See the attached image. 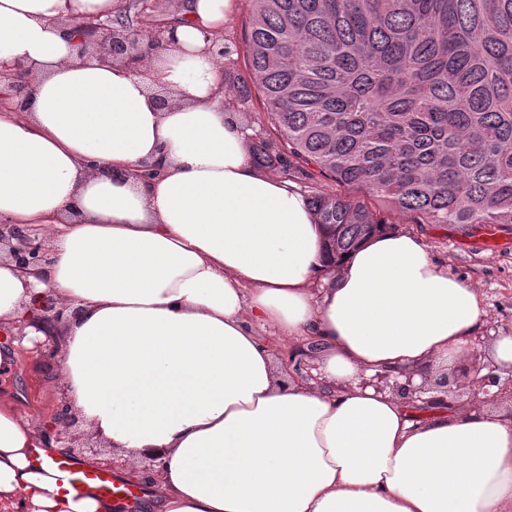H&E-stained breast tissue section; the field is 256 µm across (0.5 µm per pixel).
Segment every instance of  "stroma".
Segmentation results:
<instances>
[{"label":"stroma","instance_id":"stroma-1","mask_svg":"<svg viewBox=\"0 0 512 512\" xmlns=\"http://www.w3.org/2000/svg\"><path fill=\"white\" fill-rule=\"evenodd\" d=\"M252 18L251 0H235L233 13L224 21L221 35L231 53L224 60L230 79L248 76L243 56L245 32ZM383 216L393 230L410 233L423 239L433 257L449 273L476 288L487 310V320L479 329L468 355L460 360L464 373L459 380L471 382L467 369L482 366L500 378L512 377V368L496 365L489 349L501 335H512V227L486 224H420L414 216L395 210H384ZM12 394L20 399L25 415L49 416L55 407V396L41 388L27 355H20L19 366L7 381H0V395Z\"/></svg>","mask_w":512,"mask_h":512}]
</instances>
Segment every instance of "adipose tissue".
Wrapping results in <instances>:
<instances>
[{"label":"adipose tissue","mask_w":512,"mask_h":512,"mask_svg":"<svg viewBox=\"0 0 512 512\" xmlns=\"http://www.w3.org/2000/svg\"><path fill=\"white\" fill-rule=\"evenodd\" d=\"M115 0H0V63L32 74L0 109V221L36 229L44 280L0 257V330L51 341L40 371L139 478L137 501L60 493L47 424L0 400V512H512V418L426 416L362 376L448 368L486 317L419 237L341 261L286 180L261 172L210 39L234 0H185L137 69L76 56L73 23ZM73 316L50 322L44 292ZM316 347L287 381L260 329Z\"/></svg>","instance_id":"1"}]
</instances>
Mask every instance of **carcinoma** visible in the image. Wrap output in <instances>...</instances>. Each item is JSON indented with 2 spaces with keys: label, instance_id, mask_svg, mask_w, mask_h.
<instances>
[{
  "label": "carcinoma",
  "instance_id": "cac0c4a2",
  "mask_svg": "<svg viewBox=\"0 0 512 512\" xmlns=\"http://www.w3.org/2000/svg\"><path fill=\"white\" fill-rule=\"evenodd\" d=\"M251 84L290 160L421 224L512 226V0H252ZM308 205L339 260L389 229L360 199Z\"/></svg>",
  "mask_w": 512,
  "mask_h": 512
}]
</instances>
